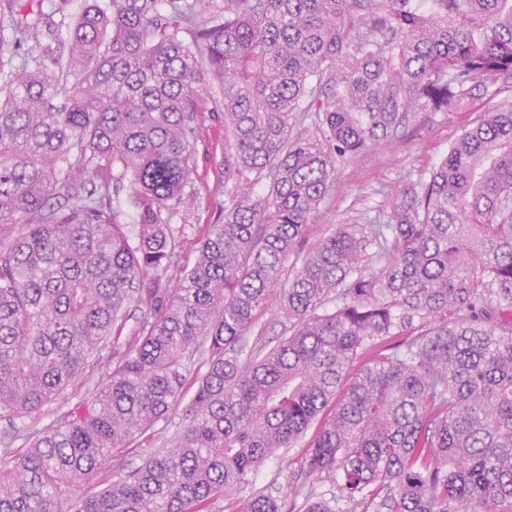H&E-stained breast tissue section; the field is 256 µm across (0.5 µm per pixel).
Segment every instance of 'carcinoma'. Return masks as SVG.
Listing matches in <instances>:
<instances>
[{
  "instance_id": "cac0c4a2",
  "label": "carcinoma",
  "mask_w": 512,
  "mask_h": 512,
  "mask_svg": "<svg viewBox=\"0 0 512 512\" xmlns=\"http://www.w3.org/2000/svg\"><path fill=\"white\" fill-rule=\"evenodd\" d=\"M60 4L65 54L34 0L0 9V57L24 49L0 72V413L58 400L142 317L87 401L0 436V512H512V102L284 276L338 162L512 80V0ZM206 70L226 200L188 267L171 221L196 198ZM310 430L288 494L240 498ZM193 390L190 389L185 392L183 400L180 404L179 414L171 420L159 422L153 433V437L149 440L140 439V441L133 444L124 453L126 456V463L128 467L135 468L141 465L148 457L156 453L160 448H165L167 440L175 433L177 428L182 422V413L192 398Z\"/></svg>"
}]
</instances>
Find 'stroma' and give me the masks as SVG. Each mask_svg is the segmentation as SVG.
<instances>
[{"mask_svg":"<svg viewBox=\"0 0 512 512\" xmlns=\"http://www.w3.org/2000/svg\"><path fill=\"white\" fill-rule=\"evenodd\" d=\"M488 92L482 83L471 88L470 109L466 112H435L398 137L380 142L369 154L352 157L337 164L335 181L326 202L311 224L307 247H314L339 224H353L362 216L375 214L385 203L383 188H395L428 176L439 160L447 154L449 144L461 133L486 102ZM221 88L215 80H207L201 105L207 119L202 129L195 158L194 183L196 204L187 214L186 222H174L183 264L193 265L197 256L199 230L215 223L224 208V189L218 173L224 158V126L221 117L212 115ZM124 345H111L102 351L85 374L52 406L43 408L38 419L48 425L57 415L83 398L112 369L115 356ZM305 450L297 444L289 453L266 461L254 477L252 488L260 490L273 484L280 490L288 488V472L297 467Z\"/></svg>","mask_w":512,"mask_h":512,"instance_id":"1","label":"stroma"}]
</instances>
